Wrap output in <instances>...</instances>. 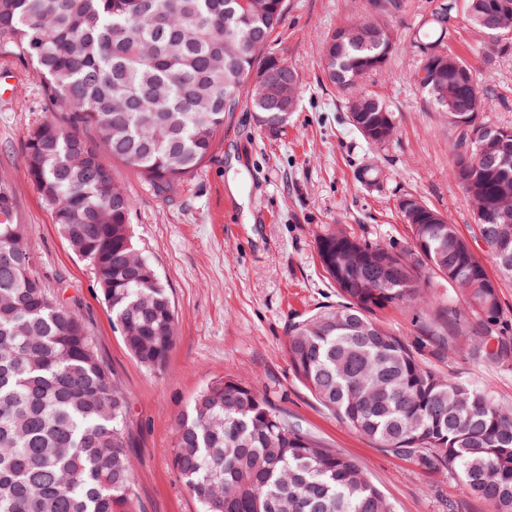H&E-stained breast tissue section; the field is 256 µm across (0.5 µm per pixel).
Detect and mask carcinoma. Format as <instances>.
I'll return each mask as SVG.
<instances>
[{
    "instance_id": "1",
    "label": "carcinoma",
    "mask_w": 512,
    "mask_h": 512,
    "mask_svg": "<svg viewBox=\"0 0 512 512\" xmlns=\"http://www.w3.org/2000/svg\"><path fill=\"white\" fill-rule=\"evenodd\" d=\"M502 0H436L414 38L418 50L448 48L457 22L481 13L512 46ZM404 0H366L369 22L337 43L324 40L327 81L351 94L385 67L393 21ZM287 0H0V51L32 66L55 110L26 137L25 173L71 250L92 266L113 324L145 367L164 368L177 340L168 289L139 254L130 231L133 201L112 178L108 156L169 194L212 155L239 106L262 126L288 113L250 87L263 69L297 71L273 43ZM438 75L418 67L414 84L435 110ZM491 90L467 86L457 111L486 108ZM367 122L394 118L364 92ZM458 141L452 177L473 206L493 217L496 165L465 179ZM411 245L361 243L343 231L317 242L338 296L291 327L286 351L298 380L351 430L387 452L456 475L468 494L512 512V410L486 391L436 371L380 327L389 307L416 304L431 287L458 289L468 311L415 312L422 342L454 348L445 326L465 327L467 354L512 370L499 289L448 218L412 224ZM488 255L512 279V244ZM34 256L14 198L0 186V512H140L129 454L128 399L99 357L87 327L33 271ZM172 464L200 512H392L354 458L327 448L252 385L215 378L175 421Z\"/></svg>"
}]
</instances>
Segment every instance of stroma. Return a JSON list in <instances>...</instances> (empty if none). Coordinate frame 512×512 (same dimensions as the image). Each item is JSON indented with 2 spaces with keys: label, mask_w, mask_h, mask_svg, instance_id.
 <instances>
[{
  "label": "stroma",
  "mask_w": 512,
  "mask_h": 512,
  "mask_svg": "<svg viewBox=\"0 0 512 512\" xmlns=\"http://www.w3.org/2000/svg\"><path fill=\"white\" fill-rule=\"evenodd\" d=\"M362 3L288 0L275 44L298 71L303 94L286 125L261 126L255 113L238 108L225 120L211 158L174 194H158L138 172L113 163L115 181L133 200L136 244L178 316L177 342L159 373L125 349L93 270L72 252L23 172L27 133L46 117L45 88L31 66L0 53V184L15 198L36 275L86 323L128 397L141 512H198L172 465L173 427L216 377L254 385L323 445L356 459L394 512H448L451 500L458 512H491L454 475L396 457L350 430L314 400L286 354L290 325L337 301L316 249L326 230L409 247L398 202L412 196L446 215L469 242L477 240L472 201L449 174L454 132L409 79L421 60L411 41L431 0H405L386 68L363 85L394 111L390 141L369 144L353 128L343 96L323 77L324 38L359 17ZM479 41L465 26L449 45L495 90L481 121L512 127V54L486 65L476 54ZM422 358L512 406V370L480 365L461 350L429 346Z\"/></svg>",
  "instance_id": "obj_1"
}]
</instances>
